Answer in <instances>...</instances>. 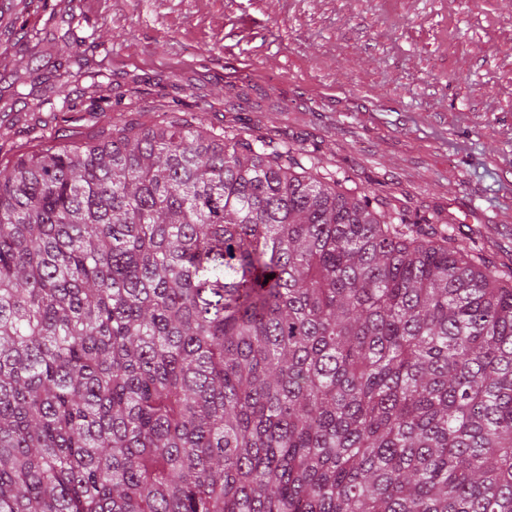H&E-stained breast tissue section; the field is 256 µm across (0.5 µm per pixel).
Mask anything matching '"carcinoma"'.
<instances>
[{"label": "carcinoma", "mask_w": 512, "mask_h": 512, "mask_svg": "<svg viewBox=\"0 0 512 512\" xmlns=\"http://www.w3.org/2000/svg\"><path fill=\"white\" fill-rule=\"evenodd\" d=\"M305 158L194 114L0 169V512H512V282Z\"/></svg>", "instance_id": "carcinoma-1"}]
</instances>
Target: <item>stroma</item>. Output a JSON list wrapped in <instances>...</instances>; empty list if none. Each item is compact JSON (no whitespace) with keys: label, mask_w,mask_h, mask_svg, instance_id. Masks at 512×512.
<instances>
[{"label":"stroma","mask_w":512,"mask_h":512,"mask_svg":"<svg viewBox=\"0 0 512 512\" xmlns=\"http://www.w3.org/2000/svg\"><path fill=\"white\" fill-rule=\"evenodd\" d=\"M79 55L100 91L50 110ZM198 112L314 150L512 273V0H0V166L45 132Z\"/></svg>","instance_id":"obj_1"}]
</instances>
